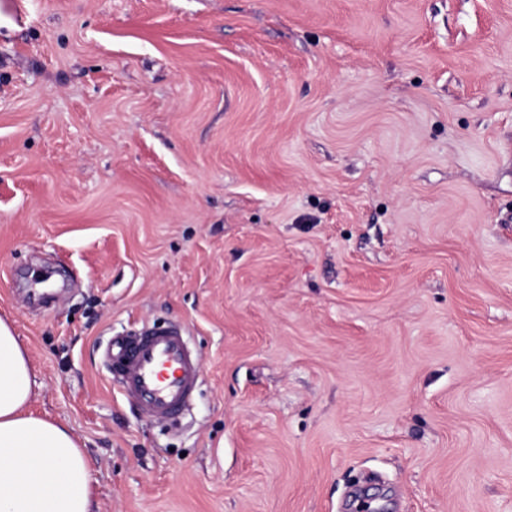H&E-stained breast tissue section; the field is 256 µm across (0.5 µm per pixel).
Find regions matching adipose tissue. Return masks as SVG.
Returning a JSON list of instances; mask_svg holds the SVG:
<instances>
[{
    "mask_svg": "<svg viewBox=\"0 0 512 512\" xmlns=\"http://www.w3.org/2000/svg\"><path fill=\"white\" fill-rule=\"evenodd\" d=\"M35 384L0 318V512H95L89 455L66 426L28 411Z\"/></svg>",
    "mask_w": 512,
    "mask_h": 512,
    "instance_id": "ef3b65f1",
    "label": "adipose tissue"
}]
</instances>
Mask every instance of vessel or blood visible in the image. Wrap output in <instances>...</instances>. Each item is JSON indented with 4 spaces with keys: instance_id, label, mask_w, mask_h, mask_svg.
Here are the masks:
<instances>
[{
    "instance_id": "1",
    "label": "vessel or blood",
    "mask_w": 512,
    "mask_h": 512,
    "mask_svg": "<svg viewBox=\"0 0 512 512\" xmlns=\"http://www.w3.org/2000/svg\"><path fill=\"white\" fill-rule=\"evenodd\" d=\"M102 358L123 394L146 418L177 420L196 392L200 362L179 325L143 327L109 342Z\"/></svg>"
}]
</instances>
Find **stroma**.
<instances>
[{"instance_id":"obj_1","label":"stroma","mask_w":512,"mask_h":512,"mask_svg":"<svg viewBox=\"0 0 512 512\" xmlns=\"http://www.w3.org/2000/svg\"><path fill=\"white\" fill-rule=\"evenodd\" d=\"M0 0V317L97 512H512V0ZM177 322L176 423L110 380Z\"/></svg>"}]
</instances>
